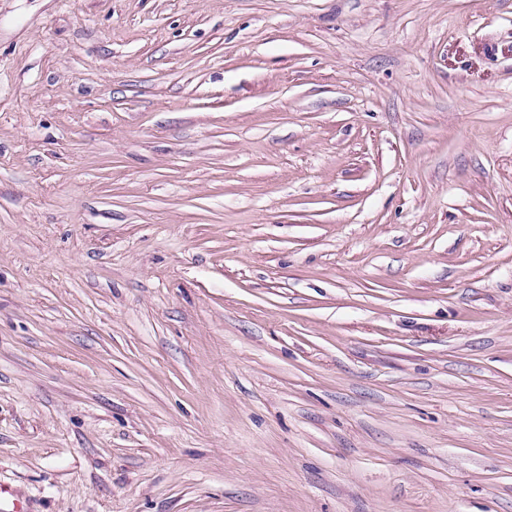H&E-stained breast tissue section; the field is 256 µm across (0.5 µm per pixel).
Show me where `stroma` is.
Instances as JSON below:
<instances>
[{"label":"stroma","instance_id":"35a3bbf8","mask_svg":"<svg viewBox=\"0 0 512 512\" xmlns=\"http://www.w3.org/2000/svg\"><path fill=\"white\" fill-rule=\"evenodd\" d=\"M0 486L512 512V0H0Z\"/></svg>","mask_w":512,"mask_h":512}]
</instances>
